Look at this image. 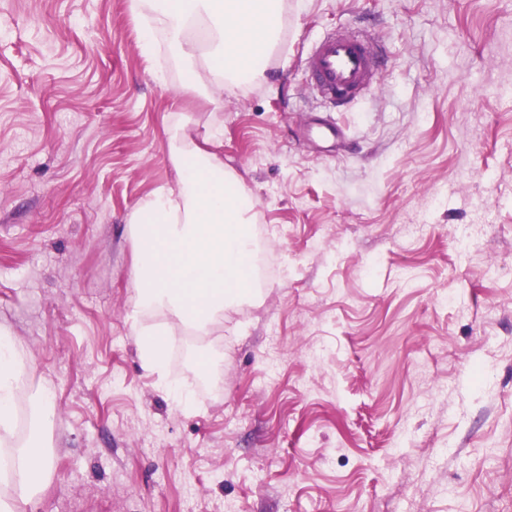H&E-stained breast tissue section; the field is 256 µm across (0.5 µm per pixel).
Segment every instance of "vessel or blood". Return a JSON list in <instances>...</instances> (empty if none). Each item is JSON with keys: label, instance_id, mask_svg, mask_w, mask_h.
<instances>
[{"label": "vessel or blood", "instance_id": "vessel-or-blood-1", "mask_svg": "<svg viewBox=\"0 0 512 512\" xmlns=\"http://www.w3.org/2000/svg\"><path fill=\"white\" fill-rule=\"evenodd\" d=\"M376 42L346 30L329 33L315 43L305 58L310 86L334 104L358 99L378 71Z\"/></svg>", "mask_w": 512, "mask_h": 512}]
</instances>
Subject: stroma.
I'll return each instance as SVG.
<instances>
[{
  "mask_svg": "<svg viewBox=\"0 0 512 512\" xmlns=\"http://www.w3.org/2000/svg\"><path fill=\"white\" fill-rule=\"evenodd\" d=\"M144 23L132 0H0L17 436L37 389L54 412L36 512H512V272L491 270L512 263V0H283L265 81L213 102L178 94L163 31L143 54ZM340 26L383 52L342 110L304 72ZM314 114L343 135L313 137ZM182 121L222 131L270 269L203 332L132 318L128 217L174 183ZM137 326L167 329L163 371Z\"/></svg>",
  "mask_w": 512,
  "mask_h": 512,
  "instance_id": "1",
  "label": "stroma"
}]
</instances>
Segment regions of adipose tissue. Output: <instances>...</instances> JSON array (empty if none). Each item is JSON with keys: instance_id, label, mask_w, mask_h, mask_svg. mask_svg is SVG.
<instances>
[{"instance_id": "obj_1", "label": "adipose tissue", "mask_w": 512, "mask_h": 512, "mask_svg": "<svg viewBox=\"0 0 512 512\" xmlns=\"http://www.w3.org/2000/svg\"><path fill=\"white\" fill-rule=\"evenodd\" d=\"M161 24L186 70L179 90L219 98L265 76L278 35L282 0H133ZM209 73L208 82L197 77ZM221 131L197 138L181 125L170 132L177 178L132 211L136 250L132 275L137 313L173 312L197 330L249 298L255 265L251 212L255 200L242 179L208 146ZM27 375L16 341L0 335V445L12 444L17 391ZM0 459V484L13 491L0 512H26L48 480L50 456L40 438L12 445Z\"/></svg>"}]
</instances>
